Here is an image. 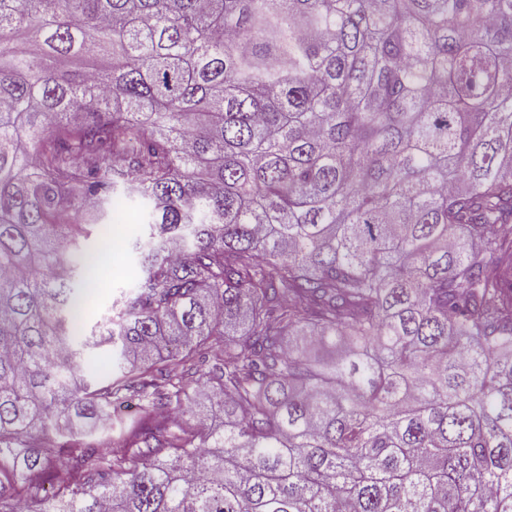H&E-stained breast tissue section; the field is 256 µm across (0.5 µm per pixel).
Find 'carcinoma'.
I'll use <instances>...</instances> for the list:
<instances>
[{"instance_id":"carcinoma-1","label":"carcinoma","mask_w":512,"mask_h":512,"mask_svg":"<svg viewBox=\"0 0 512 512\" xmlns=\"http://www.w3.org/2000/svg\"><path fill=\"white\" fill-rule=\"evenodd\" d=\"M511 224L512 0H0V512H512ZM124 223L119 224L122 236V246L119 251L113 252L112 249V274L116 275L114 288H112V298L116 297L120 291H130L135 283L134 275L138 268L132 256L127 251V242L138 237L144 230V225L133 223L135 214L123 216Z\"/></svg>"}]
</instances>
